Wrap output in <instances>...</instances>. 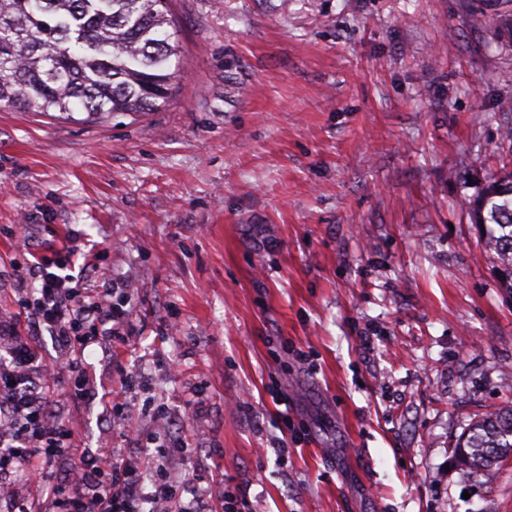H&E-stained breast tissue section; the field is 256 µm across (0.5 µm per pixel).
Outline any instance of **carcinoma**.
I'll return each instance as SVG.
<instances>
[{
    "mask_svg": "<svg viewBox=\"0 0 512 512\" xmlns=\"http://www.w3.org/2000/svg\"><path fill=\"white\" fill-rule=\"evenodd\" d=\"M171 0H0V106L99 118L167 104L181 51ZM472 223L512 295V170L481 188ZM457 462L490 469L512 454V406L472 422Z\"/></svg>",
    "mask_w": 512,
    "mask_h": 512,
    "instance_id": "1",
    "label": "carcinoma"
}]
</instances>
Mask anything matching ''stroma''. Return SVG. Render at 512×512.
I'll use <instances>...</instances> for the list:
<instances>
[{"label":"stroma","mask_w":512,"mask_h":512,"mask_svg":"<svg viewBox=\"0 0 512 512\" xmlns=\"http://www.w3.org/2000/svg\"><path fill=\"white\" fill-rule=\"evenodd\" d=\"M171 8L162 109H0V308L31 249L132 297L126 343L85 352L99 392L144 377L126 429L97 401L64 421L212 512H512V456L452 455L512 405V297L468 216L512 157V0Z\"/></svg>","instance_id":"1"}]
</instances>
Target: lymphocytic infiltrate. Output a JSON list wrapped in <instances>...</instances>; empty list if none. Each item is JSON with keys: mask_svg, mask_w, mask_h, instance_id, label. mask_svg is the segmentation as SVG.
<instances>
[{"mask_svg": "<svg viewBox=\"0 0 512 512\" xmlns=\"http://www.w3.org/2000/svg\"><path fill=\"white\" fill-rule=\"evenodd\" d=\"M25 272L32 284L21 289L18 311L0 312V473L21 477L33 492L15 500L16 512H206L204 498L192 509L184 504L185 480L79 446L55 410L62 399L78 405L94 398L85 351L104 331L124 342L130 296L113 287H76L73 275L41 258ZM45 330L70 354L57 377L48 375L39 349ZM64 456L75 457V470L52 481L49 470Z\"/></svg>", "mask_w": 512, "mask_h": 512, "instance_id": "lymphocytic-infiltrate-1", "label": "lymphocytic infiltrate"}]
</instances>
